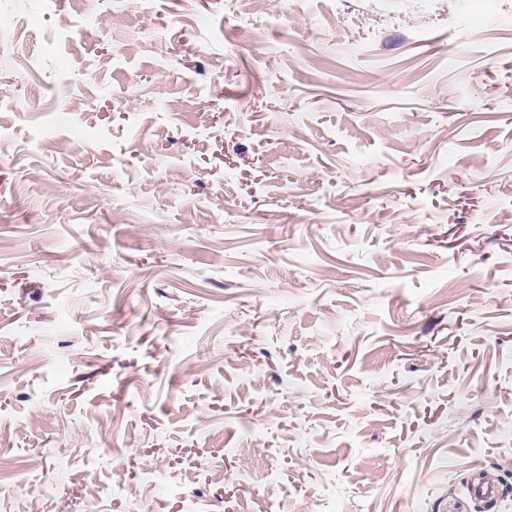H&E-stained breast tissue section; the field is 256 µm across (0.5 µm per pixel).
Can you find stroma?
Returning a JSON list of instances; mask_svg holds the SVG:
<instances>
[{
    "label": "stroma",
    "instance_id": "1",
    "mask_svg": "<svg viewBox=\"0 0 512 512\" xmlns=\"http://www.w3.org/2000/svg\"><path fill=\"white\" fill-rule=\"evenodd\" d=\"M0 458V512H512V16L0 0Z\"/></svg>",
    "mask_w": 512,
    "mask_h": 512
}]
</instances>
